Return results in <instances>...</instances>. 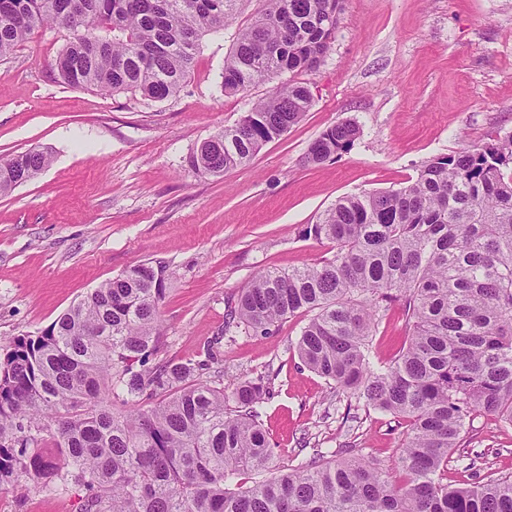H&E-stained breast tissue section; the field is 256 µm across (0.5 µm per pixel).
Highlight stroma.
Instances as JSON below:
<instances>
[{
  "mask_svg": "<svg viewBox=\"0 0 512 512\" xmlns=\"http://www.w3.org/2000/svg\"><path fill=\"white\" fill-rule=\"evenodd\" d=\"M263 0H238L233 23L205 35L180 91L162 101L62 82L52 63L62 31L35 30L0 62V156L40 146L53 162L0 196V345L37 332L130 266L164 262L166 356L198 358L217 343L225 377L273 370L264 427L281 455L353 444L394 466L395 421L346 403L303 368L293 344L307 319L284 320L269 337L225 340L224 311L255 273L289 270L327 255L304 235L341 197L392 189L434 156L512 134V0H345L320 66L298 74L312 95L303 119L223 177L187 163L199 144L234 125L269 95L263 83L224 94L219 72L238 28ZM353 120L347 153L304 162L328 127ZM408 334L392 308L372 338L373 363L391 360ZM462 446L481 452L477 474L449 483L512 476V426L477 415ZM22 474L0 488V512H79L78 490L24 495Z\"/></svg>",
  "mask_w": 512,
  "mask_h": 512,
  "instance_id": "1",
  "label": "stroma"
}]
</instances>
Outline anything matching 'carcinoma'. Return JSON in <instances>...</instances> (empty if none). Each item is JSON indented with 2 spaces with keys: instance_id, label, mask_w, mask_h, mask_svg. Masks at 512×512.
Instances as JSON below:
<instances>
[{
  "instance_id": "1",
  "label": "carcinoma",
  "mask_w": 512,
  "mask_h": 512,
  "mask_svg": "<svg viewBox=\"0 0 512 512\" xmlns=\"http://www.w3.org/2000/svg\"><path fill=\"white\" fill-rule=\"evenodd\" d=\"M237 0H0V59L44 25L68 32L55 60L72 86L175 95L201 37L224 29ZM345 0H265L239 30L219 77L226 94L277 81L236 125L189 156L210 176L249 163L311 105L286 73L317 68ZM341 122L311 144L318 165L350 150ZM33 148L0 158V195L47 169ZM305 235L333 254L263 270L228 305L224 335L269 336L310 314L302 363L347 409L387 413L402 428L396 468L355 446L277 456L262 424L274 377L200 380L222 359L162 358L167 266L142 263L103 282L36 334L0 346V486L81 492L79 512H512V476L448 483L466 419L512 425V134L438 155L405 185L340 198ZM409 332L393 359H369L386 312ZM56 450L51 460L38 449Z\"/></svg>"
}]
</instances>
